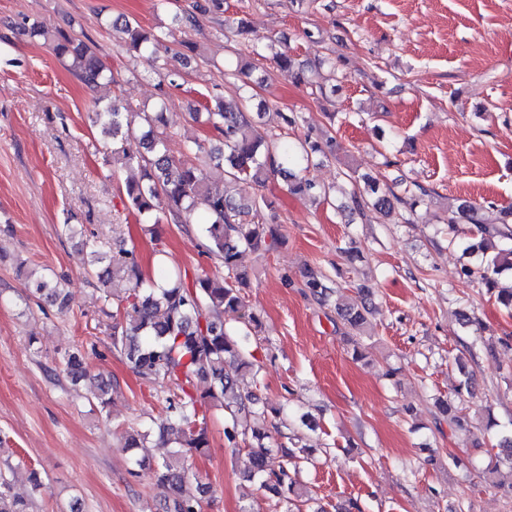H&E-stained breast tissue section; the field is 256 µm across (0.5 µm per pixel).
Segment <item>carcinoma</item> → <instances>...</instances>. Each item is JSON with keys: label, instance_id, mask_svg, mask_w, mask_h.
Masks as SVG:
<instances>
[{"label": "carcinoma", "instance_id": "1", "mask_svg": "<svg viewBox=\"0 0 512 512\" xmlns=\"http://www.w3.org/2000/svg\"><path fill=\"white\" fill-rule=\"evenodd\" d=\"M111 27L124 35L119 42L123 52L150 63L158 90L157 107L152 112H127L119 100L105 102L99 97L89 114L91 125L112 138V164L141 173L140 179L125 183L126 209L142 224L185 226L194 223L196 210L203 208L205 217L198 223L203 247L224 267L222 274H205L191 283L179 273L159 283L144 273L136 248L127 246L122 238L115 236L112 242H103L86 233L82 224L63 225L65 235L80 238L82 250L89 254L93 268L88 273L103 285L112 284V348L125 356L138 376L168 387L163 397L165 419L156 434L160 444L173 451L154 465L156 484L168 493L165 512H202L211 493L209 484L189 478L186 467L187 454L209 448L207 427L198 423V415L210 407L223 411L224 439L231 450H247L246 480L299 510L309 499L297 474L303 464L312 461L314 449L303 444L295 420L283 406L260 409V415L270 417L271 432L241 424L239 415L257 404L258 398L225 372L226 363L232 362L239 373L251 375L253 384L261 383V366L252 351V338L258 335L261 322L245 303L249 277L239 268L238 258L243 249L268 252L283 241L272 202L263 196L236 198L232 192L284 175L291 193L329 200L331 190L304 172L311 155L324 152V146L333 145V138L323 142L307 138L298 144L271 139L252 126L253 115L247 111L251 97L242 96L236 102L214 95L205 107L206 124L222 137V147L207 155L215 166L223 168L224 189L213 190L202 165L190 159L176 162L167 153L163 109L170 88L182 78L181 70L170 67V48L159 34L136 21L115 19ZM21 32L69 62L71 71L89 90L97 92L114 83L112 71L75 36L61 30L51 34L36 22L23 23ZM273 59L279 68L294 73L296 83L313 85L305 74L306 64L297 62L288 51L275 53ZM344 177L354 208H371L388 220L402 209L414 211L420 198L427 195L421 187L417 193L408 191L399 196L381 188L379 179L361 178L354 170ZM162 198L167 200V208L159 214L156 203ZM460 209L471 223L479 225L481 233L479 243L464 247V251L478 255V260L473 267H463L462 274L478 278L486 291L512 312V287H499V276L512 270V210L504 212L499 224L482 226L473 206L464 204ZM18 273L29 280L26 298L44 299L61 312L67 308L69 295L62 286L65 276L33 278L21 268ZM303 278L310 296L325 304L332 293L326 277L308 268ZM371 305V293L365 289L359 302L343 309L357 359L363 357L360 339L368 335ZM227 310L241 312L244 327L227 325ZM62 360L73 384L89 379L95 383L86 396L88 402L106 407L111 384L101 375H90L81 347L66 349ZM483 431L496 440L493 447L497 448L489 455L484 474L505 470L512 477V427L505 428L489 412ZM273 451L281 458L276 468L270 464ZM39 489L40 481L35 478L29 497L14 495L10 478L0 473V512H29Z\"/></svg>", "mask_w": 512, "mask_h": 512}]
</instances>
